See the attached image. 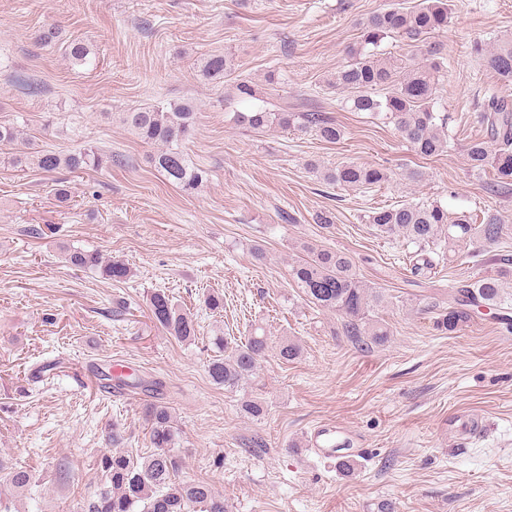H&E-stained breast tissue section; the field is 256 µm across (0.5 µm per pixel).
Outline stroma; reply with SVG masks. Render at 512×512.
I'll list each match as a JSON object with an SVG mask.
<instances>
[{"label": "stroma", "mask_w": 512, "mask_h": 512, "mask_svg": "<svg viewBox=\"0 0 512 512\" xmlns=\"http://www.w3.org/2000/svg\"><path fill=\"white\" fill-rule=\"evenodd\" d=\"M394 0H0V122L17 124L33 147H97L123 164L48 174L18 169L0 146V458L36 484L9 498L11 512H82L97 490L95 460L112 425L123 448L151 452L143 410L160 401L178 420L185 480H205L229 512H512V333L496 309H475L456 332L437 329L428 306L456 288L502 273L499 246L462 243L428 273L413 274L409 249L366 223L368 211L404 201H438L449 211L497 210L512 220V192L486 190L470 171L469 140L480 134L481 103L512 100V83L471 54L475 40L512 35V0H451L448 27L430 35L444 69L438 104L451 115L449 152L424 159L393 126L345 107L328 81L360 40V24ZM59 23L62 40H35ZM96 59L76 66L67 41ZM230 53L235 70L203 80L196 59ZM259 97L238 98L237 82ZM192 100L197 117L185 143L206 173L192 193L150 163L153 145L110 115L160 101ZM261 105L319 110L345 135L327 143L294 130L253 131L232 114ZM390 168L371 189L326 184L309 162ZM423 178L411 183L410 169ZM66 183L70 197L59 202ZM329 214L331 224L317 223ZM349 254L359 276L392 298L391 336L363 351L339 318L316 307L289 278L306 245ZM263 259H256L255 248ZM68 249L125 262L121 282L65 260ZM167 290L193 317L196 337L179 341L151 320L148 297ZM224 310L210 311V293ZM264 332L270 350L247 385H214L211 336L229 344ZM301 353L281 361L282 339ZM121 363L160 391L108 390L101 372ZM265 414L244 417V397ZM478 413L483 428L448 443V420ZM316 424L343 427L363 443L350 470L304 446Z\"/></svg>", "instance_id": "1"}]
</instances>
